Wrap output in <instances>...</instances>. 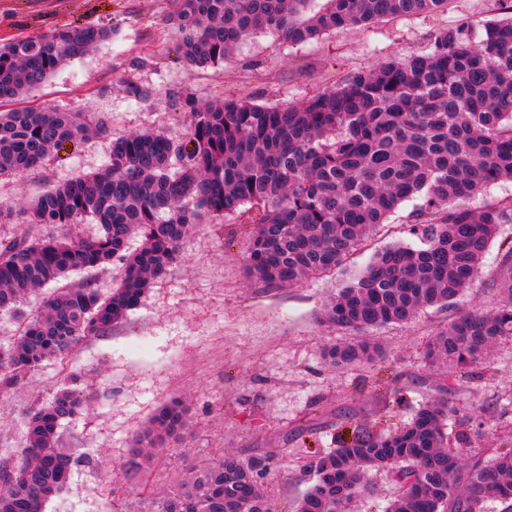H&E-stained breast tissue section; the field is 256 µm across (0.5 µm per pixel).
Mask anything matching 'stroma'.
<instances>
[{"label": "stroma", "instance_id": "1", "mask_svg": "<svg viewBox=\"0 0 512 512\" xmlns=\"http://www.w3.org/2000/svg\"><path fill=\"white\" fill-rule=\"evenodd\" d=\"M173 0H0V41L70 25L112 29L94 52L58 70L30 105L105 118L112 136L185 130L187 99L247 100L265 106L297 101L379 61L425 50L440 29L468 24L481 37L498 0H450L446 11L348 26L296 45L270 31L252 35L233 59L187 73L174 50L167 16ZM150 90L129 96L125 85ZM109 138L65 145L42 169L5 182L0 200L23 204L74 175L103 168ZM418 200L405 201L334 274L268 288L245 273V233L235 217H206L181 245L182 260L154 281L141 304L103 335L82 340L68 364L44 363L24 387L0 392V462L14 461L24 416L74 373L96 392L88 410L63 422L60 446L75 464L45 512H111L105 489L119 482L126 512H145L151 498L177 489L190 470L226 452L271 456L279 471L263 482L274 512H295L313 483L300 470L314 451L337 447L355 425L387 432L410 420L425 400L451 395L458 412L448 444L463 458L512 446V338L500 340L468 372L429 361L427 352L463 310L501 304L487 284L512 224L499 228L480 278L450 307L420 311L409 322L374 329L381 354L356 366H334L326 348L355 339L322 322L325 302L361 272L373 254L395 243L419 246L410 232ZM190 400L186 442L148 468L132 462V439L170 399ZM470 435L471 443L458 438Z\"/></svg>", "mask_w": 512, "mask_h": 512}]
</instances>
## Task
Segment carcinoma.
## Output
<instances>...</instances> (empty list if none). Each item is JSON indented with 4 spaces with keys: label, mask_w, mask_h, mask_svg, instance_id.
Returning a JSON list of instances; mask_svg holds the SVG:
<instances>
[{
    "label": "carcinoma",
    "mask_w": 512,
    "mask_h": 512,
    "mask_svg": "<svg viewBox=\"0 0 512 512\" xmlns=\"http://www.w3.org/2000/svg\"><path fill=\"white\" fill-rule=\"evenodd\" d=\"M177 0L168 22L183 67L219 65L258 31L300 44L336 29L390 16L438 12L448 0ZM474 42L464 25L435 33L428 48L377 63L335 87L283 106L250 101H189L185 136L123 135L110 142L102 169L77 174L15 208L0 203V223L21 226L0 240V314L17 321L0 347V391L28 384L43 362H65L78 343L134 310L150 284L181 259L180 245L206 215H237L251 226L245 267L268 287L336 271L376 225L416 196L412 233L419 248L394 245L338 289L323 320L363 335L405 323L434 305H451L477 278L498 227L512 224V199L481 209L469 201L512 179V4ZM112 37L107 28L74 25L0 44V184L39 168L53 150L108 137L102 117L16 106L61 66ZM95 225L92 236L79 227ZM139 249L129 251L132 238ZM122 274L102 296L93 284L43 288L78 272ZM491 286L505 294L493 311H465L428 352L460 370L512 337V245L501 253ZM336 365L380 355L370 338L329 347ZM77 386L59 389L25 416V445L0 464V512H44L65 487L73 459L58 444L62 421L92 401ZM189 404L175 399L136 434L133 455L182 444ZM447 399L429 400L402 428L376 434L357 426L351 440L304 462L314 484L298 512H353L373 491L368 472L392 474L386 512H483L488 501L512 512V448L467 464L448 448ZM272 458L226 454L190 480L154 498L149 512H273L261 491Z\"/></svg>",
    "instance_id": "carcinoma-1"
}]
</instances>
